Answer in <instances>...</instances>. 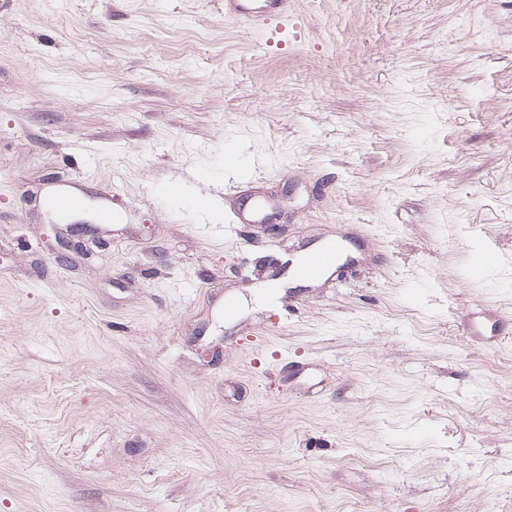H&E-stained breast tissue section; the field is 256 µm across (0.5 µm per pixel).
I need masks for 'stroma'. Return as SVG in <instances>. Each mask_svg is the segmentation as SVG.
Listing matches in <instances>:
<instances>
[{"mask_svg": "<svg viewBox=\"0 0 512 512\" xmlns=\"http://www.w3.org/2000/svg\"><path fill=\"white\" fill-rule=\"evenodd\" d=\"M288 15L0 8V512H512V0ZM339 255L340 251L337 243L328 241L313 250L306 262L298 268L297 272L303 278H317L325 271L336 267Z\"/></svg>", "mask_w": 512, "mask_h": 512, "instance_id": "1", "label": "stroma"}]
</instances>
